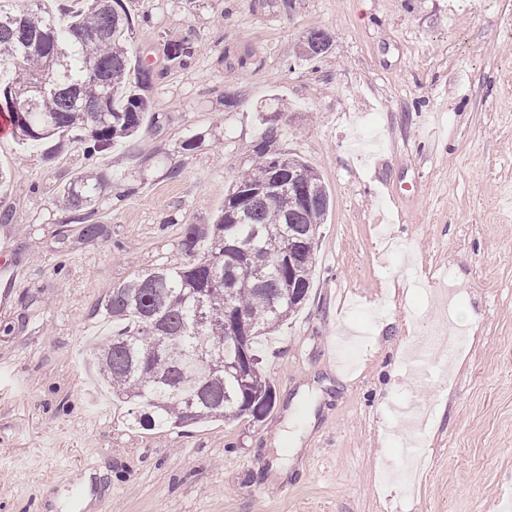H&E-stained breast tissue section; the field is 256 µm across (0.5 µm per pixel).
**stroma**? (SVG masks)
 Returning a JSON list of instances; mask_svg holds the SVG:
<instances>
[{
	"instance_id": "1",
	"label": "stroma",
	"mask_w": 512,
	"mask_h": 512,
	"mask_svg": "<svg viewBox=\"0 0 512 512\" xmlns=\"http://www.w3.org/2000/svg\"><path fill=\"white\" fill-rule=\"evenodd\" d=\"M122 5L157 75L137 135L48 162L0 133V241L19 272L0 309V512H84L86 473L93 512H512V0ZM312 28L332 45L309 61ZM175 41L194 48L184 63ZM273 97V151L330 197L310 298L256 346L275 407L260 423L131 427L92 376L112 331L100 306L182 259L187 225L214 223ZM91 169L109 178L94 239L58 204ZM406 400L432 411L410 490L391 477L410 455Z\"/></svg>"
}]
</instances>
